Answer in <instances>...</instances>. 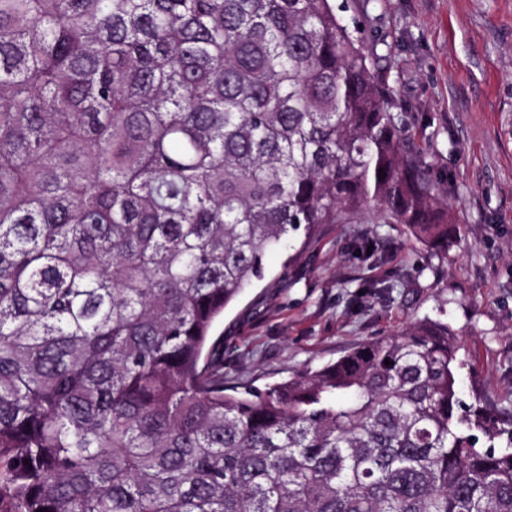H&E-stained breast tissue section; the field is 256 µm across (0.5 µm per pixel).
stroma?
<instances>
[{
  "label": "stroma",
  "mask_w": 512,
  "mask_h": 512,
  "mask_svg": "<svg viewBox=\"0 0 512 512\" xmlns=\"http://www.w3.org/2000/svg\"><path fill=\"white\" fill-rule=\"evenodd\" d=\"M413 145L462 234L447 253L401 224H322L266 258L216 326L224 373L259 387L415 319L458 332L461 397L512 393V0H355Z\"/></svg>",
  "instance_id": "35a3bbf8"
}]
</instances>
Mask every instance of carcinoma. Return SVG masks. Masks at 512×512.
<instances>
[{
    "label": "carcinoma",
    "mask_w": 512,
    "mask_h": 512,
    "mask_svg": "<svg viewBox=\"0 0 512 512\" xmlns=\"http://www.w3.org/2000/svg\"><path fill=\"white\" fill-rule=\"evenodd\" d=\"M350 2L0 0V512H512L446 321L224 380L269 252L456 233Z\"/></svg>",
    "instance_id": "1"
}]
</instances>
